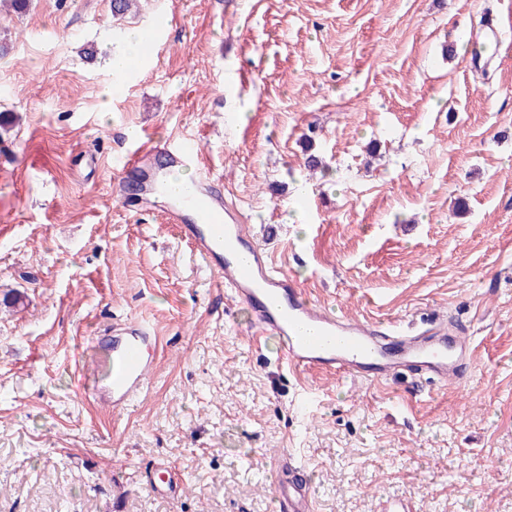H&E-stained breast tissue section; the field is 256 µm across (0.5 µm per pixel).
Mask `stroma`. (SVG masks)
Returning <instances> with one entry per match:
<instances>
[{
  "mask_svg": "<svg viewBox=\"0 0 512 512\" xmlns=\"http://www.w3.org/2000/svg\"><path fill=\"white\" fill-rule=\"evenodd\" d=\"M160 21L158 56L113 73ZM0 40L19 117L0 130V298L20 297L0 301V512H273L285 450L315 512H512V0H143L121 21L110 0H31ZM134 134L196 142L317 304L463 326L466 384L292 376L163 200L136 177L119 197ZM130 319L160 349L115 411L84 373Z\"/></svg>",
  "mask_w": 512,
  "mask_h": 512,
  "instance_id": "35a3bbf8",
  "label": "stroma"
}]
</instances>
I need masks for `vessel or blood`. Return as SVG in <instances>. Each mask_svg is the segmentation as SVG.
Wrapping results in <instances>:
<instances>
[{"instance_id":"1","label":"vessel or blood","mask_w":512,"mask_h":512,"mask_svg":"<svg viewBox=\"0 0 512 512\" xmlns=\"http://www.w3.org/2000/svg\"><path fill=\"white\" fill-rule=\"evenodd\" d=\"M150 156L161 158L167 176L200 165L194 143L149 138L137 140L116 169L135 172ZM209 179L208 173L201 172L191 196L170 195L165 219L193 245L217 275L219 285L250 307L251 344L268 336L277 338L284 346L283 363L297 373L322 369L366 384L387 382L400 374L421 375L435 384L463 382L472 363L473 344L459 329L425 312L404 329L395 328L388 318L358 323L327 312L253 243L249 225L240 223L223 197L212 192ZM159 348L158 336L142 322L113 326L111 339L99 346L90 376L93 388L113 408L130 405L144 392L148 357ZM275 509L314 512L312 485L292 473L278 487Z\"/></svg>"}]
</instances>
